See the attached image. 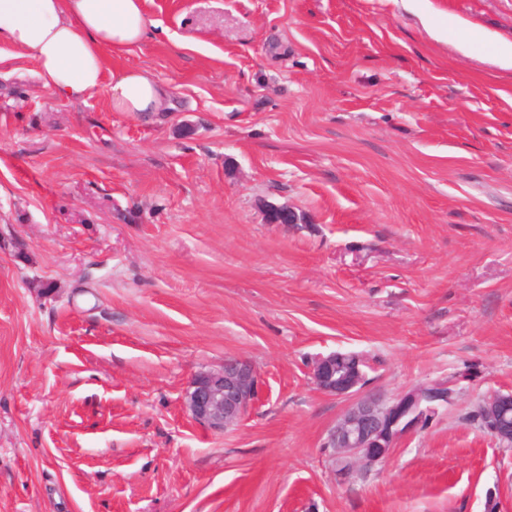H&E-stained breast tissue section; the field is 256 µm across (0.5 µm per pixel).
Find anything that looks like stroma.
I'll return each mask as SVG.
<instances>
[{
    "mask_svg": "<svg viewBox=\"0 0 512 512\" xmlns=\"http://www.w3.org/2000/svg\"><path fill=\"white\" fill-rule=\"evenodd\" d=\"M145 9L108 66L167 87L152 119L0 43V512H512V449L468 418L512 392V0ZM336 351L388 398L454 386L342 482L348 402L310 374ZM228 357L264 393L216 434L183 396Z\"/></svg>",
    "mask_w": 512,
    "mask_h": 512,
    "instance_id": "stroma-1",
    "label": "stroma"
}]
</instances>
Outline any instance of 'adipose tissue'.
I'll list each match as a JSON object with an SVG mask.
<instances>
[{
	"label": "adipose tissue",
	"instance_id": "adipose-tissue-1",
	"mask_svg": "<svg viewBox=\"0 0 512 512\" xmlns=\"http://www.w3.org/2000/svg\"><path fill=\"white\" fill-rule=\"evenodd\" d=\"M145 0H0V42L31 56L54 97L82 101L108 89L114 112L163 111L165 86L147 72H108L107 54L137 46L150 20Z\"/></svg>",
	"mask_w": 512,
	"mask_h": 512
}]
</instances>
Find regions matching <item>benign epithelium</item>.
Listing matches in <instances>:
<instances>
[{"mask_svg":"<svg viewBox=\"0 0 512 512\" xmlns=\"http://www.w3.org/2000/svg\"><path fill=\"white\" fill-rule=\"evenodd\" d=\"M270 224H296L297 214L282 205L266 209ZM314 384L323 392L352 399L328 435V447L334 450L336 477L343 481L354 471L383 462L396 441L424 426L439 409L448 404L452 390L445 382H436L420 390L413 389L399 398L386 401L365 391L366 378L341 371L336 354L317 357L311 368ZM262 391L261 375L249 361L228 357L218 368L196 375L184 396V405L192 419L203 427L222 433L236 426L258 400ZM496 408L483 428L492 433L507 432L512 393H496L488 398Z\"/></svg>","mask_w":512,"mask_h":512,"instance_id":"obj_1","label":"benign epithelium"}]
</instances>
